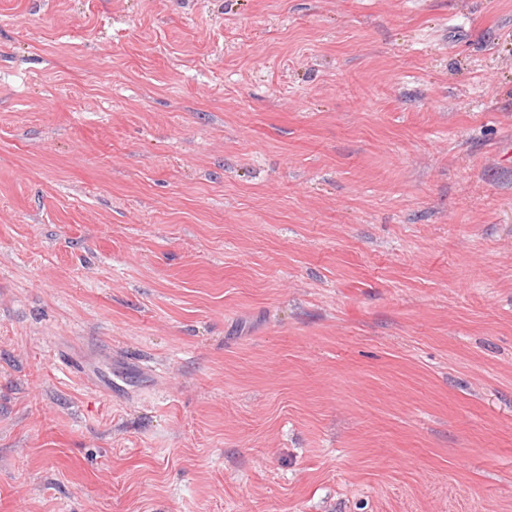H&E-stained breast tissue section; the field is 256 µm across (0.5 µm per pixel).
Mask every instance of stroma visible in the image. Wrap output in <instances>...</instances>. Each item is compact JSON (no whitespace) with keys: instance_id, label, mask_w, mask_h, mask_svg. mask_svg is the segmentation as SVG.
Returning a JSON list of instances; mask_svg holds the SVG:
<instances>
[{"instance_id":"stroma-1","label":"stroma","mask_w":512,"mask_h":512,"mask_svg":"<svg viewBox=\"0 0 512 512\" xmlns=\"http://www.w3.org/2000/svg\"><path fill=\"white\" fill-rule=\"evenodd\" d=\"M0 512H512V0H0Z\"/></svg>"}]
</instances>
